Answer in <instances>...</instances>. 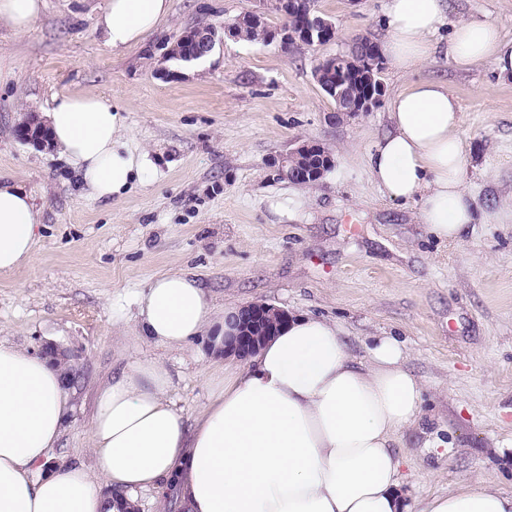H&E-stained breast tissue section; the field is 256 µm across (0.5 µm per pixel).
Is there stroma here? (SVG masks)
Returning <instances> with one entry per match:
<instances>
[{"instance_id": "obj_1", "label": "stroma", "mask_w": 512, "mask_h": 512, "mask_svg": "<svg viewBox=\"0 0 512 512\" xmlns=\"http://www.w3.org/2000/svg\"><path fill=\"white\" fill-rule=\"evenodd\" d=\"M106 3L46 0L26 33L0 28V60L13 71L0 85V177L44 211L30 260L0 274V341L40 356L62 351L76 376L53 464L93 467L95 391L129 358L159 359L177 407L200 413L223 377L207 364L208 343L169 350L137 336L136 293L183 270L216 307L263 301L339 322L361 361L378 338H396L424 387L419 419L401 437L404 490L428 497L489 480L511 495L512 222L435 240L415 203L384 199L366 167L387 104L337 117L314 78L319 61L353 39L384 41L386 0H315L336 28L323 45L229 40L189 65L164 61L166 46L192 27H223L255 0H172L167 19L120 53L96 27ZM448 4L439 48L418 74L447 80L459 101L477 206L507 208L512 80L488 64L456 71L444 48L471 15L512 39V0ZM72 94L122 108L131 147L154 164L148 183L121 196L85 194L54 150L16 137L28 113ZM307 140L328 149L332 168L312 184L273 180L269 162Z\"/></svg>"}]
</instances>
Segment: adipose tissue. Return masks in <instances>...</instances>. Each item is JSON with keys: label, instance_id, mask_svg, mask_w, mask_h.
<instances>
[{"label": "adipose tissue", "instance_id": "1", "mask_svg": "<svg viewBox=\"0 0 512 512\" xmlns=\"http://www.w3.org/2000/svg\"><path fill=\"white\" fill-rule=\"evenodd\" d=\"M170 9V0H108L97 26L120 52ZM447 9L446 0H388L382 51L394 71L414 72L435 51ZM445 54L459 70L488 63L512 75V40L485 17L457 24ZM388 120L366 157L370 178L389 200L416 202L436 239L456 241L467 225L512 215L477 209L465 186L462 114L447 82H411L391 98ZM46 124L91 195L120 196L148 181L153 164L131 148L118 106L68 95ZM42 223L32 194L0 180V273L29 261ZM134 303L139 336L168 349L201 336L213 313L205 288L182 271L156 277ZM343 334L323 317L290 319L224 375L190 426L164 365L134 359L97 389L91 474L51 462L71 409L62 367L0 341V512H132V492L149 487L168 491L178 512H512V495L489 481L406 502L397 449L421 414L422 382L396 339L380 338L362 362Z\"/></svg>", "mask_w": 512, "mask_h": 512}]
</instances>
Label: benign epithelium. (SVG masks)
I'll list each match as a JSON object with an SVG mask.
<instances>
[{"label": "benign epithelium", "mask_w": 512, "mask_h": 512, "mask_svg": "<svg viewBox=\"0 0 512 512\" xmlns=\"http://www.w3.org/2000/svg\"><path fill=\"white\" fill-rule=\"evenodd\" d=\"M258 4V9L237 18L233 22L224 24V35L219 38L213 34L211 29L205 26L190 29L182 37V43L187 45V61L191 62L207 56L213 51L216 44L224 42L227 38L239 39L240 29L245 25L266 30L268 38L279 41L284 48L295 43L311 45L330 37L333 38L336 35L335 26L330 20L317 13L314 9L313 0H258ZM273 14H278L285 19L292 16L301 18V30L292 33L282 25L279 27L271 26L268 17ZM357 66L365 74H381L383 56L380 48L374 46L360 55ZM333 67H335V64L331 62L328 64V68L315 70L314 75L319 86L332 96L337 114L354 117L362 112L370 111L372 107L380 103L384 91L382 82H376L374 89L362 97H348L345 90H336V86L346 85L347 80H331ZM19 139L40 150L50 147L47 128L34 114L26 120ZM301 153L304 155L322 154L326 159L325 165L332 164L331 157L324 154V146L316 141H308L271 161V176L278 181L286 180L296 184L300 183L302 178L295 176V171L289 169V166ZM287 322L288 311L263 301L251 302L241 306L234 324L236 333L224 345V355H234L241 360L254 355L260 346L273 335V327L283 326Z\"/></svg>", "instance_id": "1"}]
</instances>
